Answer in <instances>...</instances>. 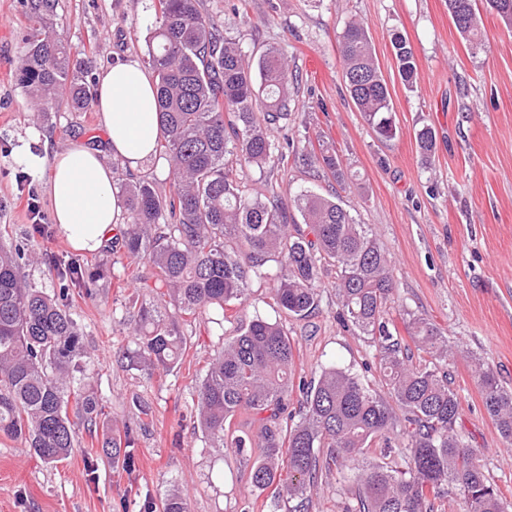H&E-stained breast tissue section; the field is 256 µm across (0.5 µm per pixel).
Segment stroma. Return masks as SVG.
Here are the masks:
<instances>
[{
	"mask_svg": "<svg viewBox=\"0 0 512 512\" xmlns=\"http://www.w3.org/2000/svg\"><path fill=\"white\" fill-rule=\"evenodd\" d=\"M226 37L248 54L275 47L296 75L283 126L295 151H336L347 175L296 162L243 168L255 194L289 201L303 190L335 197L358 223L369 225L392 261L391 322L401 310L442 329L454 355L445 365L462 400L457 430L479 454L487 475L512 501V447L486 412L470 355L481 357L512 389V27L481 8L482 44L471 47L448 15L447 0H200ZM364 23L387 82L398 128L378 140L357 112L343 79L339 35L346 22ZM75 58L93 74L129 59L146 62L156 25L153 0H59L49 22ZM28 31L20 0H0V243L29 237L33 257L21 269L28 283L53 292L47 255L79 259L96 275L94 296H75L69 310L91 356L90 380L103 413L96 434L79 431L63 462L47 465L18 440L0 435V512H160L179 492L190 512H286L270 492L248 480L256 453L211 448L197 422L195 399L205 366L224 344L222 315L210 311L192 326L181 361L168 371L131 362L134 324L128 298H151L146 262L120 248L79 251L55 224L48 199L54 152L83 139L102 146L96 108L59 105L32 111L13 68ZM405 35L415 49L418 79L407 90L390 39ZM431 128L435 154L424 161L417 133ZM36 194L49 231L38 235L27 209ZM272 283L255 277L240 322H285L295 344L299 376L316 377L337 364L362 368L371 355L365 336L337 318L333 274L321 280V306L301 320L274 306ZM130 427L134 465L107 458L103 435ZM356 485L349 473L324 475L309 512H345Z\"/></svg>",
	"mask_w": 512,
	"mask_h": 512,
	"instance_id": "stroma-1",
	"label": "stroma"
}]
</instances>
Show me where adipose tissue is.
<instances>
[{
    "label": "adipose tissue",
    "instance_id": "ef3b65f1",
    "mask_svg": "<svg viewBox=\"0 0 512 512\" xmlns=\"http://www.w3.org/2000/svg\"><path fill=\"white\" fill-rule=\"evenodd\" d=\"M95 106L106 134L103 148L78 141L56 153L48 185L55 223L73 248L89 252L107 244L124 211L104 156L137 168L154 152L160 135L156 89L138 61L101 72Z\"/></svg>",
    "mask_w": 512,
    "mask_h": 512
}]
</instances>
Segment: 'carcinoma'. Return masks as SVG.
<instances>
[{
	"mask_svg": "<svg viewBox=\"0 0 512 512\" xmlns=\"http://www.w3.org/2000/svg\"><path fill=\"white\" fill-rule=\"evenodd\" d=\"M58 0H22L30 32L15 62V80L40 112L52 111L60 95L82 110L94 102L88 71L72 63L71 51L49 32ZM487 8L512 24V0H486ZM158 25L149 41L147 64L157 88L161 136L154 154L163 156L173 182L162 193L149 175L124 188L127 222L115 240L150 264L153 300L132 298L136 358L173 368L188 346L186 327L219 309L237 320L252 278L273 281V299L290 316L305 319L320 305L318 284L336 273L339 320L370 340L381 388L351 368L331 365L317 378L295 380V346L282 323L261 317L242 324L209 362L197 394L198 424L211 448L224 447L234 417L259 422L258 439L234 440L239 453L260 449L249 473L252 487L269 488L303 512L320 474L349 465L359 486L346 512H434L453 486L466 512H512L498 485L485 473L476 450L457 433L462 411L442 365L453 354L448 338L429 320L405 312V344L386 319L394 283L391 258L369 229L336 200L311 192L294 199L303 224L288 204L245 192L237 168L258 169L288 160L272 126L288 119V63L273 48L246 58L224 38L198 0H156ZM448 14L471 45L479 40L477 0H448ZM398 74L409 88L417 81L415 52L393 33ZM346 88L364 120L381 139L396 136L393 104L365 25L347 22L339 40ZM345 180L337 155L327 149L297 155ZM31 257L25 240L0 246V434L24 441L45 464L67 459L77 426L87 431L102 412L83 376L87 363L79 328L68 307L73 287L93 294L94 280L76 260H50L58 288L51 295L26 283L22 263ZM473 374L486 412L512 446V390L499 383L479 358ZM81 377H76V374ZM297 404L298 415L288 411ZM383 443V460L364 449ZM131 431L103 438L102 450L132 463ZM327 449L321 455V449ZM407 452L400 467L388 458ZM162 512H189L170 493Z\"/></svg>",
	"mask_w": 512,
	"mask_h": 512,
	"instance_id": "carcinoma-1",
	"label": "carcinoma"
}]
</instances>
